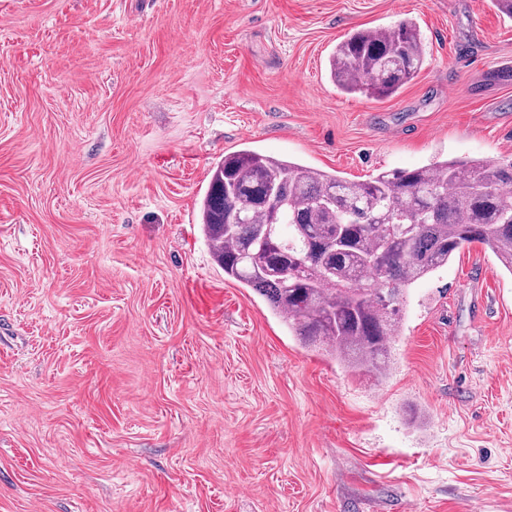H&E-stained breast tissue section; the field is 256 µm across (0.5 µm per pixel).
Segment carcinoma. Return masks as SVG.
<instances>
[{
	"instance_id": "cac0c4a2",
	"label": "carcinoma",
	"mask_w": 512,
	"mask_h": 512,
	"mask_svg": "<svg viewBox=\"0 0 512 512\" xmlns=\"http://www.w3.org/2000/svg\"><path fill=\"white\" fill-rule=\"evenodd\" d=\"M424 61L403 19L347 34L329 74L378 100ZM199 217L225 278L264 297L303 347L376 377L415 282L474 243L512 272V162L443 159L354 182L244 148L213 167Z\"/></svg>"
}]
</instances>
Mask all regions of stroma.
<instances>
[{"label":"stroma","mask_w":512,"mask_h":512,"mask_svg":"<svg viewBox=\"0 0 512 512\" xmlns=\"http://www.w3.org/2000/svg\"><path fill=\"white\" fill-rule=\"evenodd\" d=\"M414 19L418 75L328 76ZM492 0H0V512H512V272L411 288L379 379L302 348L199 224L249 146L363 181L512 160ZM425 51L413 19L389 27L357 29L336 45L330 79L347 94L390 97L422 69Z\"/></svg>","instance_id":"1"}]
</instances>
